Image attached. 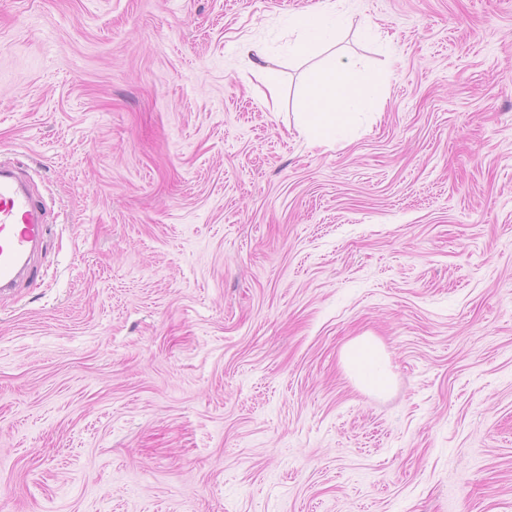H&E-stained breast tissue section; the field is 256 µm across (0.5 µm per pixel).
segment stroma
Masks as SVG:
<instances>
[{
	"mask_svg": "<svg viewBox=\"0 0 512 512\" xmlns=\"http://www.w3.org/2000/svg\"><path fill=\"white\" fill-rule=\"evenodd\" d=\"M317 2L0 0V160L51 215L0 512H512V0H338L304 59ZM333 51L387 96L315 145ZM296 26L305 33L306 41L297 51L306 56L314 55L321 45L332 40L336 33V18L323 11L311 12L296 18ZM347 371L362 385L381 390L388 376V359L378 346L368 339L354 341L345 351Z\"/></svg>",
	"mask_w": 512,
	"mask_h": 512,
	"instance_id": "stroma-1",
	"label": "stroma"
}]
</instances>
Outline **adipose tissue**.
Segmentation results:
<instances>
[{
    "label": "adipose tissue",
    "instance_id": "1",
    "mask_svg": "<svg viewBox=\"0 0 512 512\" xmlns=\"http://www.w3.org/2000/svg\"><path fill=\"white\" fill-rule=\"evenodd\" d=\"M296 25L306 36L298 51L311 56L332 40L337 23L335 17L317 11L298 16ZM386 95L384 82L371 78L354 80L349 66L339 57H331L326 66L316 69L301 101L298 130L312 141L328 143L352 115L381 102ZM344 362L347 371L362 385L375 390L384 388L389 362L383 350L370 340L354 341L344 354Z\"/></svg>",
    "mask_w": 512,
    "mask_h": 512
}]
</instances>
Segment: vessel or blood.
Segmentation results:
<instances>
[{
    "instance_id": "vessel-or-blood-1",
    "label": "vessel or blood",
    "mask_w": 512,
    "mask_h": 512,
    "mask_svg": "<svg viewBox=\"0 0 512 512\" xmlns=\"http://www.w3.org/2000/svg\"><path fill=\"white\" fill-rule=\"evenodd\" d=\"M47 210L30 177L17 165L0 163V292L31 276L32 255L46 234Z\"/></svg>"
}]
</instances>
